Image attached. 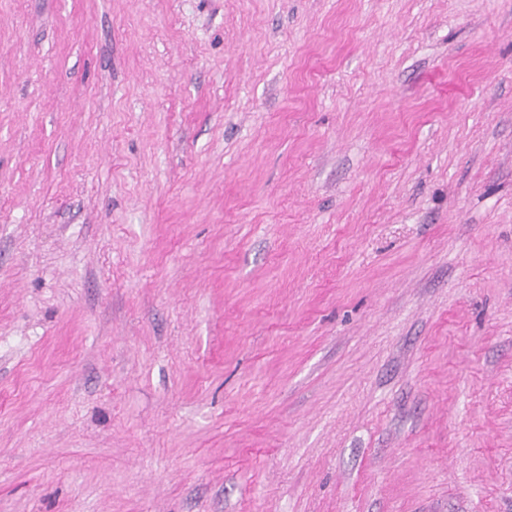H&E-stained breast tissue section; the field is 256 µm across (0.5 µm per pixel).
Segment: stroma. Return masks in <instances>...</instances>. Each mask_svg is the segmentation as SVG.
Listing matches in <instances>:
<instances>
[{"label":"stroma","mask_w":512,"mask_h":512,"mask_svg":"<svg viewBox=\"0 0 512 512\" xmlns=\"http://www.w3.org/2000/svg\"><path fill=\"white\" fill-rule=\"evenodd\" d=\"M0 512H512V0H0Z\"/></svg>","instance_id":"obj_1"}]
</instances>
